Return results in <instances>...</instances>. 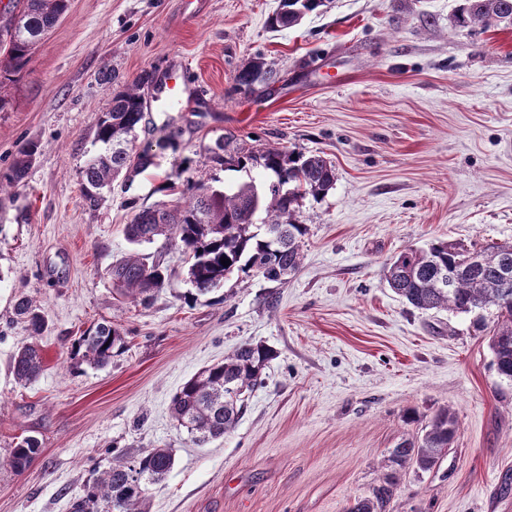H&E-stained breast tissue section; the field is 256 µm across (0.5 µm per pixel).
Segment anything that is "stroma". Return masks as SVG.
<instances>
[{
  "label": "stroma",
  "instance_id": "1",
  "mask_svg": "<svg viewBox=\"0 0 512 512\" xmlns=\"http://www.w3.org/2000/svg\"><path fill=\"white\" fill-rule=\"evenodd\" d=\"M462 2L330 0L275 31L279 0H68L0 89V171L39 145L26 178L0 191V512H69L113 451L146 448L174 454L150 512H345L444 408L458 421L447 456L399 469L387 512H512V381L488 336L472 316L413 308L385 278L409 247L512 243V25L458 26ZM258 57L271 80L238 85ZM177 59L192 96L162 112ZM147 71L157 81L141 90L134 145L179 148L86 201L99 118ZM220 139L333 163V189L299 208L300 269L284 283L233 275L195 297L185 256L160 239L143 250L161 255L164 288L120 296L108 271L130 249L124 227L177 204L165 181L258 179L211 162ZM21 297L43 315L41 336L16 315ZM103 320L126 347L97 367L74 345ZM247 341L275 352L262 384L233 431L195 443L171 417L174 395ZM31 342L45 370L23 386L11 360ZM27 437L40 452L18 473L9 452Z\"/></svg>",
  "mask_w": 512,
  "mask_h": 512
}]
</instances>
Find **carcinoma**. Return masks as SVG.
Returning <instances> with one entry per match:
<instances>
[{
  "label": "carcinoma",
  "instance_id": "1",
  "mask_svg": "<svg viewBox=\"0 0 512 512\" xmlns=\"http://www.w3.org/2000/svg\"><path fill=\"white\" fill-rule=\"evenodd\" d=\"M327 0H288L284 11L273 13L268 25L274 29L298 25L310 13L326 7ZM10 18L0 20V90L14 80L30 61L35 45L55 26L68 8V0H11ZM456 21L461 27H489L497 22L512 24V0H464ZM272 71L256 60L236 77L249 87L270 78ZM152 82L150 73L138 83L118 90L112 105L97 125V141L103 149L83 167V190L89 200L112 186L120 174L126 179L153 164L151 148L136 153L131 136L145 118L140 86ZM39 146L23 144L7 171L0 173V189L21 182L28 174ZM211 160L229 170L258 169L262 180L236 189L216 188L204 181L187 179L183 202L171 208H143L126 225L125 235L135 246L112 265L113 287L146 302L165 286L167 268L149 260L138 246L162 237L178 245L190 258L188 279L195 293L205 295L231 275L261 276L280 281L298 270L303 239L308 227L298 220L301 201L325 196L336 181L335 168L326 157L280 147L254 148L244 145L226 153L224 142L215 144ZM230 260L225 267L223 260ZM512 262V244L492 243L467 248L448 241H435L426 248H408L390 263L386 281L392 290L420 310L447 308L476 314L478 330L489 331L493 366L512 380V281L503 280L504 261ZM494 308L493 324L483 311ZM18 314L28 318L34 335L44 320L32 302L17 303ZM124 347V337L115 324L103 322L89 328L78 339L77 351L91 365L104 366ZM272 350L261 343H245L224 360L211 364L186 381L174 395L171 413L195 441L222 437L232 431L244 409L242 395L261 382ZM44 371L40 348L20 347L14 355L12 372L17 383L35 382ZM456 416L448 409L438 411L425 427L418 443L404 441L393 449L390 462L402 467L410 462L430 470L448 454L457 433ZM40 452L39 441L28 437L10 450L9 464L24 471ZM173 466L170 448H147L136 455L118 453L112 466L103 471L71 505V512H148V485L161 481ZM395 483L386 479L373 496L355 500L348 512H385Z\"/></svg>",
  "mask_w": 512,
  "mask_h": 512
}]
</instances>
